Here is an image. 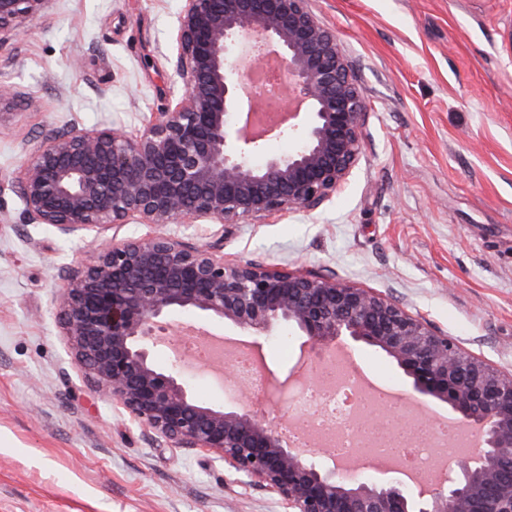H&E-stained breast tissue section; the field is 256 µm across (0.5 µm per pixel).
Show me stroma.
I'll list each match as a JSON object with an SVG mask.
<instances>
[{"instance_id":"35a3bbf8","label":"stroma","mask_w":512,"mask_h":512,"mask_svg":"<svg viewBox=\"0 0 512 512\" xmlns=\"http://www.w3.org/2000/svg\"><path fill=\"white\" fill-rule=\"evenodd\" d=\"M182 0H51L0 46V181L50 129L137 131L182 95ZM367 102L362 153L319 208L259 224L130 217L60 235L0 190V512H283L222 462L167 448L87 383L57 321L62 267L161 233L226 259L333 274L421 316L512 373V0H308ZM301 337L263 342L268 371L317 381ZM365 376L404 372L354 343Z\"/></svg>"}]
</instances>
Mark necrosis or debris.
<instances>
[{
    "label": "necrosis or debris",
    "mask_w": 512,
    "mask_h": 512,
    "mask_svg": "<svg viewBox=\"0 0 512 512\" xmlns=\"http://www.w3.org/2000/svg\"><path fill=\"white\" fill-rule=\"evenodd\" d=\"M380 405L342 362L329 361L319 383L295 396L292 422L296 437L304 444L332 448L338 459L358 458L364 448L389 451L398 457L403 469L417 476L434 472L439 455H456L458 436L446 427H437L429 434L411 429L398 435L387 417H379L373 426L359 421L360 411Z\"/></svg>",
    "instance_id": "1"
}]
</instances>
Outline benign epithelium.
<instances>
[{"label": "benign epithelium", "instance_id": "obj_1", "mask_svg": "<svg viewBox=\"0 0 512 512\" xmlns=\"http://www.w3.org/2000/svg\"><path fill=\"white\" fill-rule=\"evenodd\" d=\"M51 0H0V35ZM283 66L280 90L296 102L274 135L295 144L265 155L245 129L250 74ZM173 71L177 105L133 134L119 128L51 130L23 143L12 189L31 224L68 235L206 217L262 221L315 209L352 173L367 103L335 35L308 0H183ZM265 156L261 164L254 163ZM58 320L91 386L170 448L204 452L243 482L277 494L288 512H512V373L464 351L400 304L334 276L253 261L229 262L179 236L112 245L60 273ZM219 319L258 340L287 325L319 354L342 339L376 347L480 436L444 483L417 491L318 464L247 405L215 409L187 389L181 360L151 361L172 312Z\"/></svg>", "mask_w": 512, "mask_h": 512}]
</instances>
